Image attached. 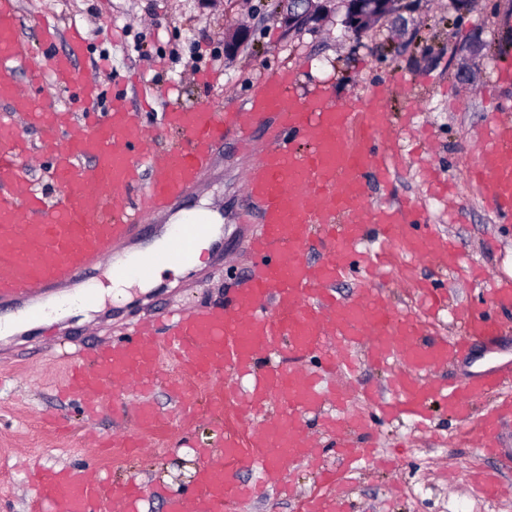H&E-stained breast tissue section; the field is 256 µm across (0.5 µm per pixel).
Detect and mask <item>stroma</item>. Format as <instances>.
Here are the masks:
<instances>
[{
    "label": "stroma",
    "mask_w": 512,
    "mask_h": 512,
    "mask_svg": "<svg viewBox=\"0 0 512 512\" xmlns=\"http://www.w3.org/2000/svg\"><path fill=\"white\" fill-rule=\"evenodd\" d=\"M275 0H17L20 36L28 63L17 69L20 81L37 78L58 105L68 103L55 86L49 64L37 50V25L50 20L81 27L88 53L84 74L106 86L135 72L152 83L156 98L148 117L159 121L165 107L177 103H221L243 108L256 82L282 66L295 72L299 92L330 87L337 101H369L383 84L397 91L381 101L404 146L401 166L384 185H372L375 203L418 202L421 229L452 237L471 261L512 279V224L499 223L464 176V161L476 139L512 104V82L494 78L500 54L512 55V0H471L458 11L450 0H397L395 13L374 22L361 37L343 26L344 5L322 23L300 32L284 27L273 12ZM480 42L471 58L466 47ZM218 72L203 85L197 70ZM252 163L233 144H225L211 172L193 196L194 208L224 218V258L174 273L143 291L131 288L126 300L105 299L82 312L14 336L0 338V512H25L29 461L47 466L86 464L109 478L135 473L144 490L137 512H164L165 498L189 490L197 481L199 451L215 443L208 421L191 431L171 429L158 438L153 454L129 462L121 456L98 458L90 435H106L123 426L122 411L88 418L60 392L67 355L127 335L134 322L161 308L221 307L248 281L246 240L255 225L240 222L242 179ZM433 164L456 182L459 204L431 196L418 175ZM419 279L441 284L476 312L487 308L481 285L449 278L426 258L416 261ZM512 369V317L503 318L499 344L475 342L470 353L440 367L441 381L464 383L490 367ZM57 413L69 431L59 434L41 419ZM467 422L448 412L442 400L431 403L428 432L416 430L405 416L378 420L374 438L379 453L397 456L395 468L364 461L342 486L349 512H512V468H501L504 492L487 497L472 482L485 460L477 448L459 443ZM291 496L268 493L237 512H298V500L316 480L308 465L290 475Z\"/></svg>",
    "instance_id": "35a3bbf8"
}]
</instances>
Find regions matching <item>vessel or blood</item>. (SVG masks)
I'll use <instances>...</instances> for the list:
<instances>
[{
    "label": "vessel or blood",
    "instance_id": "obj_1",
    "mask_svg": "<svg viewBox=\"0 0 512 512\" xmlns=\"http://www.w3.org/2000/svg\"><path fill=\"white\" fill-rule=\"evenodd\" d=\"M20 25L16 0H0V317L39 319L47 300L90 281L105 265L123 278L132 272L149 276L161 263H189L203 237L211 238L214 258L223 259L222 236L191 213L174 225L162 251L144 254L132 269L115 262L121 245L143 238L158 214L188 198L226 141L255 154L242 208L245 220L260 224L247 244L254 259L247 287L220 308L155 312L127 336L94 348L91 356H77L65 391L91 416L109 403L126 408L130 424L101 441L106 452L149 447L164 430L165 417L153 400L161 385L175 403L170 417L183 424L202 412L221 415L227 407L254 417L275 413V422L251 429L248 437L228 428L215 447L201 449L193 491L166 498L165 512H224L227 504L266 488L288 489L294 464L316 465L323 458L321 439L305 426L309 415H324L337 457L351 466L373 457L376 416L423 418L429 400L440 395L452 413L466 418L475 401L501 385L505 375L495 371L463 387L433 376L472 340L496 343L500 325L491 313H512V279L464 263L449 240L421 232L416 203L369 206L368 178L388 180L400 158L396 142L381 137L388 116L380 108L336 102L324 89L294 102V73L281 68L259 81L245 110L213 103L171 106L155 123L132 110L124 95H105L101 83L80 73L87 54L80 29L63 32L45 24L39 48L69 96L62 107L45 100L36 83L15 78L28 58ZM18 115L26 128L16 125ZM257 127L265 144L256 151L245 133ZM28 128L39 134L37 147L24 135ZM165 133L178 135V145L155 152ZM34 159L47 164L53 193L33 184ZM467 175L497 217L512 223V119L491 124ZM314 248L319 254L312 259ZM419 256L485 285L489 312L452 307L462 336L450 339L435 331L445 294L435 283L418 280L412 260ZM353 271L360 290L337 295L336 284ZM390 274L418 288L415 306L393 308L379 287ZM161 322L172 329L163 339L157 335ZM283 346L301 357H319V368L256 371L261 355ZM363 360L393 364L391 383L400 401L381 400L363 386L352 389L346 378ZM165 362L178 368V377L162 375ZM497 421V413L485 414L477 432L489 458L499 454L493 445ZM239 469L259 470L260 481H236ZM340 483L335 471H324L301 512H345ZM140 496L131 479L106 480L88 467H39L27 510L133 512Z\"/></svg>",
    "mask_w": 512,
    "mask_h": 512
}]
</instances>
